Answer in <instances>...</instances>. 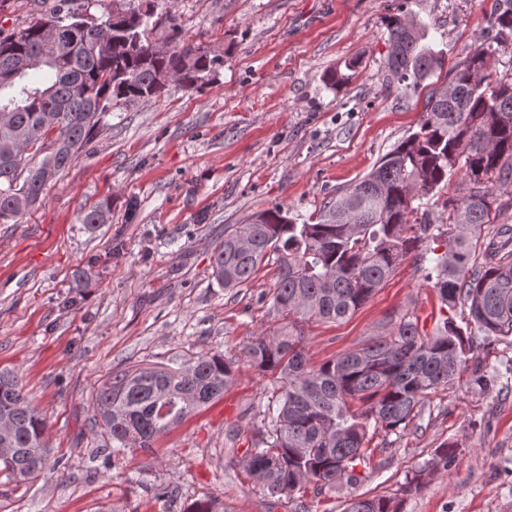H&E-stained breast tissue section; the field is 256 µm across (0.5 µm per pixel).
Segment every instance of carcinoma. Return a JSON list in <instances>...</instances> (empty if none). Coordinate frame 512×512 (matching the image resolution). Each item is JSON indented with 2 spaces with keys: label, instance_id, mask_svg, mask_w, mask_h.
<instances>
[{
  "label": "carcinoma",
  "instance_id": "1",
  "mask_svg": "<svg viewBox=\"0 0 512 512\" xmlns=\"http://www.w3.org/2000/svg\"><path fill=\"white\" fill-rule=\"evenodd\" d=\"M153 0H128L122 14L100 20L74 9L47 20L68 35V51L46 54L41 23L0 35V224L39 203L45 187L70 166L112 109L158 99L175 82L186 90L207 84L224 59L187 43L171 28L167 46L150 40ZM386 82L418 89L431 77L443 84L428 95L418 130L382 156L373 169L316 218L299 224L279 207L224 232L213 253L216 281L238 288L275 266L272 310L285 322L251 340L243 355L272 376L268 422L236 465L255 478L274 508L310 512L318 498L364 478L374 436L404 430L431 391L460 382L477 348L445 310L463 305L467 324L487 336L512 338V226L498 244L480 243L496 202L494 178L512 160V74L490 61L512 44V0H494L488 35L442 73L443 51L423 44L425 24L401 15L386 20ZM41 71L46 79L30 84ZM461 175L463 192L447 194ZM109 201L81 223L106 222ZM249 230L251 246L239 245ZM438 242L443 251L427 248ZM424 250L425 280L440 304L432 334L405 314L388 334L338 358L312 365L302 327L334 323L358 310L405 257ZM236 360L202 355L179 366L140 367L113 375L96 392L95 407L115 448L152 449L188 415L224 395ZM45 419L17 375L0 370V475L15 484L37 478L48 461ZM458 448L445 444L431 464L406 477L403 497L418 495L427 478L455 465ZM186 512H229L220 499ZM344 512H400L386 497L350 498Z\"/></svg>",
  "mask_w": 512,
  "mask_h": 512
}]
</instances>
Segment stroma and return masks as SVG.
I'll return each mask as SVG.
<instances>
[{"label":"stroma","mask_w":512,"mask_h":512,"mask_svg":"<svg viewBox=\"0 0 512 512\" xmlns=\"http://www.w3.org/2000/svg\"><path fill=\"white\" fill-rule=\"evenodd\" d=\"M493 0H155L151 38L169 25L224 58L198 91L114 109L88 154L49 184L21 223L0 224V368L13 369L42 411L52 464L10 489L0 512H185L218 498L230 512L269 508L259 485L231 465L264 424L269 375L239 353L277 324L273 266L225 288L211 255L231 226L280 207L306 221L416 131L427 87L390 88L382 65L387 17L409 13L448 63L485 34ZM59 0H0V33L36 22ZM360 65L342 86L324 76ZM110 200L106 224L84 211ZM439 318L416 255L337 323L305 326L312 364L386 336L389 322ZM238 356L223 398L187 416L152 450L112 453L93 395L109 376L203 354ZM480 366L501 383L428 394L406 430L378 433L355 487L310 502L343 512L355 495L399 498L401 512H512V342L482 341ZM458 463L416 496L407 475L441 444Z\"/></svg>","instance_id":"35a3bbf8"}]
</instances>
